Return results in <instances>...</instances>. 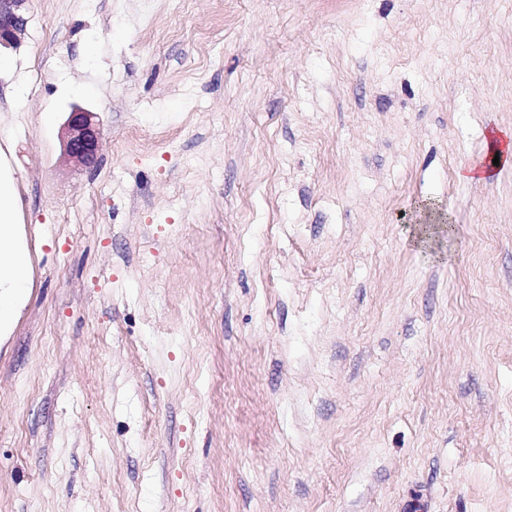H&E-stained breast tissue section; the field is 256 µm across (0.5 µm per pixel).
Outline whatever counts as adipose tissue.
<instances>
[{"instance_id": "adipose-tissue-1", "label": "adipose tissue", "mask_w": 512, "mask_h": 512, "mask_svg": "<svg viewBox=\"0 0 512 512\" xmlns=\"http://www.w3.org/2000/svg\"><path fill=\"white\" fill-rule=\"evenodd\" d=\"M502 168H512V131L493 129L484 139L482 159L460 172L459 177L486 183ZM13 198L12 180L0 174V324L11 319L12 304L29 282L28 256L12 240V226L17 220Z\"/></svg>"}]
</instances>
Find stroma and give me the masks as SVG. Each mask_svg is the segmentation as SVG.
Segmentation results:
<instances>
[{
    "instance_id": "35a3bbf8",
    "label": "stroma",
    "mask_w": 512,
    "mask_h": 512,
    "mask_svg": "<svg viewBox=\"0 0 512 512\" xmlns=\"http://www.w3.org/2000/svg\"><path fill=\"white\" fill-rule=\"evenodd\" d=\"M5 53L0 512H512V169L458 177L512 0H31ZM65 154L69 160L91 166L97 158L101 138L99 126L92 121L91 112L74 106L65 123ZM13 198V182L0 172V325L11 319L12 304L29 282L27 253L12 240L11 225L17 220ZM2 275L6 277L4 281Z\"/></svg>"
}]
</instances>
